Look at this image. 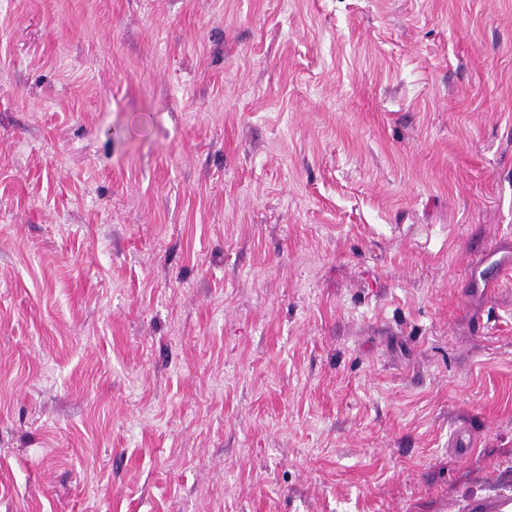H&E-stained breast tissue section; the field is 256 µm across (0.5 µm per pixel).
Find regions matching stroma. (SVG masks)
<instances>
[{
  "label": "stroma",
  "mask_w": 512,
  "mask_h": 512,
  "mask_svg": "<svg viewBox=\"0 0 512 512\" xmlns=\"http://www.w3.org/2000/svg\"><path fill=\"white\" fill-rule=\"evenodd\" d=\"M506 498L512 0H0V512Z\"/></svg>",
  "instance_id": "stroma-1"
}]
</instances>
